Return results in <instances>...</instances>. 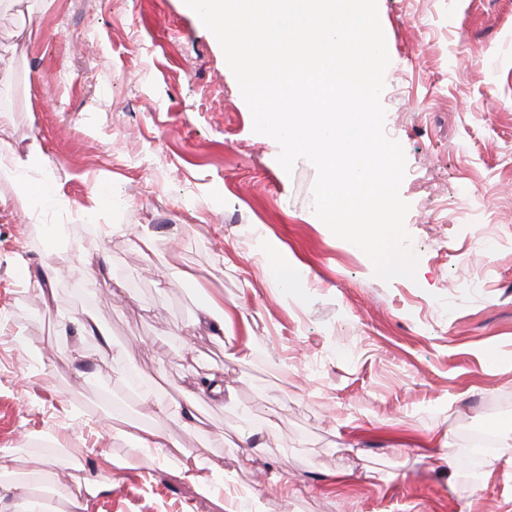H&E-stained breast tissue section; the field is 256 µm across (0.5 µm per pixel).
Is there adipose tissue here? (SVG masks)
<instances>
[{"label": "adipose tissue", "instance_id": "ef3b65f1", "mask_svg": "<svg viewBox=\"0 0 512 512\" xmlns=\"http://www.w3.org/2000/svg\"><path fill=\"white\" fill-rule=\"evenodd\" d=\"M0 170L15 179L21 196H39L52 208L68 209L69 202L47 164L44 148L38 140H31L25 152L14 151L6 140L0 139ZM129 437L138 449H163L178 459L184 477L200 492H207L215 476L223 474L224 463L214 459L200 463L189 451L181 448L162 429L148 424L130 422Z\"/></svg>", "mask_w": 512, "mask_h": 512}]
</instances>
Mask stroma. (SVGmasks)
I'll use <instances>...</instances> for the list:
<instances>
[{
	"label": "stroma",
	"instance_id": "35a3bbf8",
	"mask_svg": "<svg viewBox=\"0 0 512 512\" xmlns=\"http://www.w3.org/2000/svg\"><path fill=\"white\" fill-rule=\"evenodd\" d=\"M378 11L385 132L405 152L418 256L415 279L389 282L315 216L314 167L278 164L184 0L0 12V127L17 152L41 141L72 204L0 207V469L28 480L31 502L70 512L87 482L84 512H512V465L487 469L463 447L481 423L512 458V0H378ZM99 184L111 212L79 220ZM144 230L159 252L133 250ZM271 253L303 287L271 282ZM167 265L195 287L162 278ZM47 279L44 304L32 287ZM210 294L245 360L195 326ZM84 311L108 342L69 329ZM113 343L127 345L141 394ZM211 374L230 398L199 400L197 429L155 421L198 459L223 457L205 496L112 425L156 396L184 404ZM271 418L277 433L241 468L239 434ZM444 433L453 471L431 446Z\"/></svg>",
	"mask_w": 512,
	"mask_h": 512
}]
</instances>
